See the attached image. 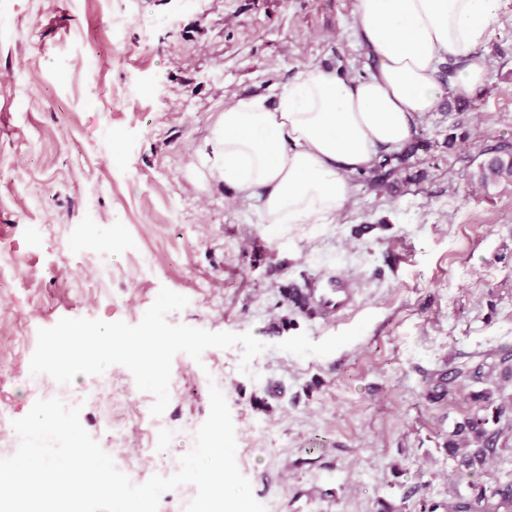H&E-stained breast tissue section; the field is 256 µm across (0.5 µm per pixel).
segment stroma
<instances>
[{"label":"stroma","mask_w":512,"mask_h":512,"mask_svg":"<svg viewBox=\"0 0 512 512\" xmlns=\"http://www.w3.org/2000/svg\"><path fill=\"white\" fill-rule=\"evenodd\" d=\"M355 0H0V405L24 417L53 379L30 372L39 329L63 318L138 324L161 288L172 324L252 332L177 354L170 402L120 365L67 384L105 436L91 389L112 396L116 467L175 473L224 393L236 461L267 512H422L467 489L448 439L485 415L480 384L439 378L512 350V181L473 178L512 152V0L473 100L425 116L424 146L389 176L352 173L335 223L268 233L257 202L198 160L232 95H272L308 64L363 76ZM110 277L97 270L100 256ZM342 272L358 293L332 316L284 304L288 286ZM479 476L512 484V414Z\"/></svg>","instance_id":"obj_1"}]
</instances>
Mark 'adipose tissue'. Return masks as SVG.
Listing matches in <instances>:
<instances>
[{
  "label": "adipose tissue",
  "mask_w": 512,
  "mask_h": 512,
  "mask_svg": "<svg viewBox=\"0 0 512 512\" xmlns=\"http://www.w3.org/2000/svg\"><path fill=\"white\" fill-rule=\"evenodd\" d=\"M500 7L501 0H356L368 73L348 78L310 65L273 99L226 102L213 128L225 186L259 201L267 230L335 223L351 195L348 174L401 152L420 119L444 102L483 90ZM447 62L454 72L445 78Z\"/></svg>",
  "instance_id": "adipose-tissue-1"
}]
</instances>
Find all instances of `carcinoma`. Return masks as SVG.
Segmentation results:
<instances>
[{
	"label": "carcinoma",
	"instance_id": "obj_1",
	"mask_svg": "<svg viewBox=\"0 0 512 512\" xmlns=\"http://www.w3.org/2000/svg\"><path fill=\"white\" fill-rule=\"evenodd\" d=\"M474 178L483 184L500 179H512V154H497L485 161L474 174ZM495 366L481 362L469 371L456 372L455 378L466 375L477 383L491 378ZM477 398L487 403L491 414L483 417H467L456 424L451 439L448 440L449 455L458 458V473L467 482L468 492L456 493L444 505L446 512H512V485L491 489L475 482L472 477L481 473L490 456L496 452L494 445L499 431L489 429L505 415L507 407L495 400V391L485 388L478 392Z\"/></svg>",
	"mask_w": 512,
	"mask_h": 512
}]
</instances>
